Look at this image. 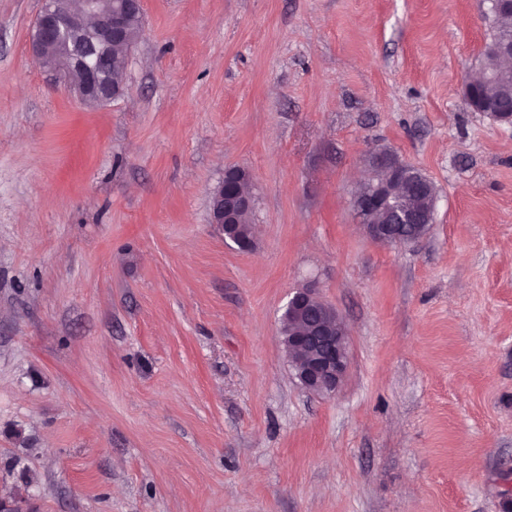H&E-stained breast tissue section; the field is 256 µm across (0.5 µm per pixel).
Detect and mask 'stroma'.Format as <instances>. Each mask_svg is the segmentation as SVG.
<instances>
[{
  "label": "stroma",
  "instance_id": "1",
  "mask_svg": "<svg viewBox=\"0 0 512 512\" xmlns=\"http://www.w3.org/2000/svg\"><path fill=\"white\" fill-rule=\"evenodd\" d=\"M0 0V500L21 512H512V125L462 90L489 0H144L91 108ZM386 149L418 243L351 196ZM249 172L251 249L209 199ZM347 326L333 396L281 316ZM370 161L372 175L353 195L360 223L380 243L405 245L419 240L421 237L402 239L397 224H425L428 233L434 213L415 203L413 194L420 196L427 191L434 203L436 194L424 180L411 179V166L391 154L375 151ZM285 313L302 323L289 327L288 316L282 315L281 339L292 359L295 377L305 389L335 395L346 376L349 356L347 329L334 308L318 298L311 289L296 291L285 307ZM298 352L305 356L294 359Z\"/></svg>",
  "mask_w": 512,
  "mask_h": 512
}]
</instances>
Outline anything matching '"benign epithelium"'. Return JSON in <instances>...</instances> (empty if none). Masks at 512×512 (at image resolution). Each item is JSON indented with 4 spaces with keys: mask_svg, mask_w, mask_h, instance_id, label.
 I'll return each mask as SVG.
<instances>
[{
    "mask_svg": "<svg viewBox=\"0 0 512 512\" xmlns=\"http://www.w3.org/2000/svg\"><path fill=\"white\" fill-rule=\"evenodd\" d=\"M55 0H43L42 8L35 18L31 30L30 52L43 59L45 47L58 40L62 28L58 20ZM143 12L142 0H128L118 10L100 11L99 0H83L80 14L70 17V27L88 28L94 34L114 45H125L130 53L134 43L127 38V32L134 14ZM488 83L485 71L479 77L464 83V91L474 110H479L483 99L482 90ZM123 88H112L103 84L94 70L84 75L79 98L93 97L99 105L105 106L118 98ZM371 177L357 188L353 195V207L360 223L377 242L405 245L415 239H403L399 235L401 224H423L430 227L433 215L414 201L413 195L431 191L425 181L411 178L410 166L400 162L391 154L380 150L373 153ZM250 182V174L240 168L224 171V178L210 197V223L219 227L235 225L238 231L224 237L237 248L246 250L252 246V230L239 224L241 214L254 207L251 193L243 192L240 186ZM289 317L300 323L281 330V339L289 355L294 357L292 367L295 377L305 389L323 394H336L346 376L349 356L347 329L334 308L318 298L312 290L303 288L296 291L285 307Z\"/></svg>",
    "mask_w": 512,
    "mask_h": 512,
    "instance_id": "7a95c632",
    "label": "benign epithelium"
}]
</instances>
